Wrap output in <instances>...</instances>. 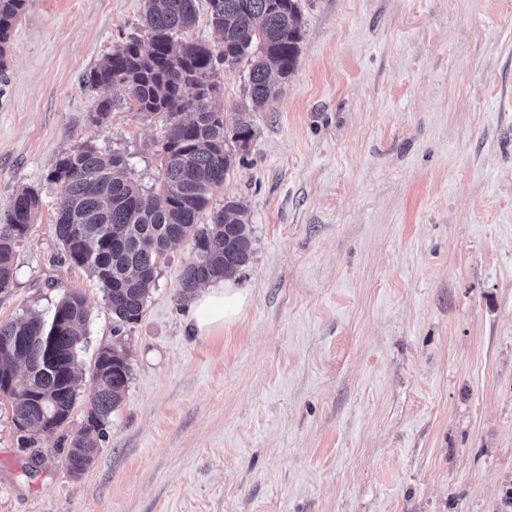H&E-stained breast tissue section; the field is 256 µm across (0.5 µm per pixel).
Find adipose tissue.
Instances as JSON below:
<instances>
[{"label": "adipose tissue", "mask_w": 512, "mask_h": 512, "mask_svg": "<svg viewBox=\"0 0 512 512\" xmlns=\"http://www.w3.org/2000/svg\"><path fill=\"white\" fill-rule=\"evenodd\" d=\"M243 304V297L232 280L223 279L195 293L189 325L200 336L232 322Z\"/></svg>", "instance_id": "adipose-tissue-1"}]
</instances>
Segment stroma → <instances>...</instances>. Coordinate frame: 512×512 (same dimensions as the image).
<instances>
[{"instance_id": "stroma-1", "label": "stroma", "mask_w": 512, "mask_h": 512, "mask_svg": "<svg viewBox=\"0 0 512 512\" xmlns=\"http://www.w3.org/2000/svg\"><path fill=\"white\" fill-rule=\"evenodd\" d=\"M143 6L26 0L1 58L0 214L23 188L41 205L0 322L82 293L84 370L113 343L131 377L78 479L89 383L33 450L0 405V512H512V0H301L263 108L247 62L210 74L255 130L209 195L244 210L252 255L238 318L202 337L179 295L191 241L123 325L57 236L48 176L72 145L161 180V118L98 117L81 81Z\"/></svg>"}]
</instances>
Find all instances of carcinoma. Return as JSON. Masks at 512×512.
<instances>
[{"instance_id": "1", "label": "carcinoma", "mask_w": 512, "mask_h": 512, "mask_svg": "<svg viewBox=\"0 0 512 512\" xmlns=\"http://www.w3.org/2000/svg\"><path fill=\"white\" fill-rule=\"evenodd\" d=\"M26 0H0V56L14 19ZM197 0H145L147 42L132 36L104 56L85 76L102 90L97 113L105 117L114 100L108 92L125 88L127 104L148 115H162V176L158 191L131 178L126 156L92 144L72 146L50 175L60 185L57 234L70 260L96 278L112 315L122 324L140 320L156 286L159 259L190 238L195 259L183 274V297L209 283L235 276L252 254V232L238 205L227 203L200 214L208 192L220 187L233 164L228 141L248 144L251 125L226 118L214 106L216 84L206 77L216 63L227 67L251 59L248 86L254 107L275 93L272 74L286 79L294 71L302 37L298 0H207L211 25L221 46L213 50L184 33L196 20ZM40 197L31 189L15 194L0 215V290L13 280V245L28 230ZM84 296L71 292L48 317L29 316L0 323V380L22 370L24 387L0 388L11 408L20 440L34 447L40 437L61 428L70 417L82 381L77 350L86 336ZM10 341V349L4 342ZM131 369L123 347L104 345L94 362L86 424L72 438L66 466L77 477L99 451L103 427L122 402Z\"/></svg>"}]
</instances>
